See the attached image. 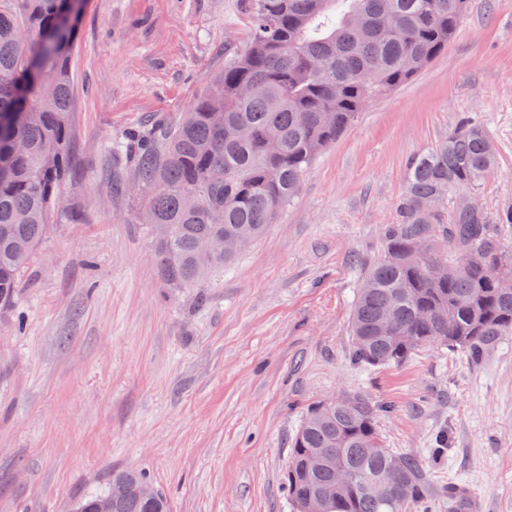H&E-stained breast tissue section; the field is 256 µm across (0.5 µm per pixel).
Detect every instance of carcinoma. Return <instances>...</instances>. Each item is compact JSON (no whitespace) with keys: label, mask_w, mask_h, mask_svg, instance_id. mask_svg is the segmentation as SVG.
Listing matches in <instances>:
<instances>
[{"label":"carcinoma","mask_w":512,"mask_h":512,"mask_svg":"<svg viewBox=\"0 0 512 512\" xmlns=\"http://www.w3.org/2000/svg\"><path fill=\"white\" fill-rule=\"evenodd\" d=\"M84 0H0V304L14 298L49 234L75 165L72 57ZM470 0H250L251 39L224 59L205 93L170 123L123 143L146 190L144 218L164 280L178 288L224 268L237 251L206 254L204 239L259 238L294 199L312 162L366 103L413 79L448 48ZM496 151L463 120L415 156L397 220L383 227L352 309L351 359L398 367L446 348L471 363L512 338V206L490 219L472 194ZM224 170L215 180L212 172ZM454 197L452 209L427 208ZM458 274L443 279L436 267ZM393 328L379 330L386 310ZM382 406L362 391L309 407L285 466L293 512H433L422 459L384 446ZM342 470L346 481L336 484ZM144 474L115 472L76 505L169 512Z\"/></svg>","instance_id":"cac0c4a2"}]
</instances>
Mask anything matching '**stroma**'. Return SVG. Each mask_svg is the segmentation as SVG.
I'll return each mask as SVG.
<instances>
[{"instance_id":"35a3bbf8","label":"stroma","mask_w":512,"mask_h":512,"mask_svg":"<svg viewBox=\"0 0 512 512\" xmlns=\"http://www.w3.org/2000/svg\"><path fill=\"white\" fill-rule=\"evenodd\" d=\"M248 0H87L73 60L77 171L13 302L0 306V512H72L114 472L171 512H291L283 472L308 404L339 390L387 411V447L428 458L435 512L469 487L512 512V340L479 364L429 348L365 371L351 305L411 158L465 117L496 165L475 192L512 205V0H471L444 53L373 99L263 236L193 288L163 280L142 190L112 145L180 118L250 42Z\"/></svg>"}]
</instances>
